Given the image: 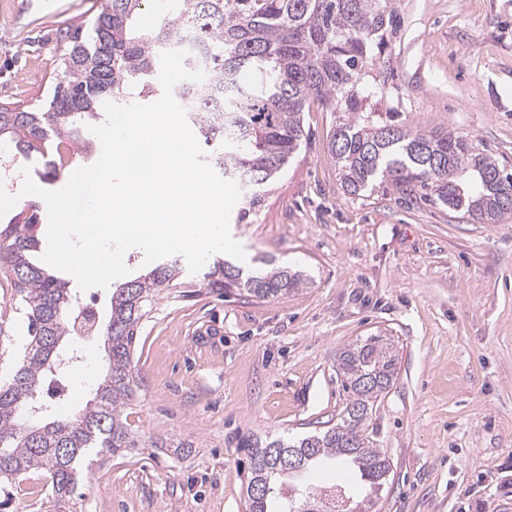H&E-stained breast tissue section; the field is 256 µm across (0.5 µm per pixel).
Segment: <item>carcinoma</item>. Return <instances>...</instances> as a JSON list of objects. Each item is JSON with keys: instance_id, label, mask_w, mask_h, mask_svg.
Instances as JSON below:
<instances>
[{"instance_id": "cac0c4a2", "label": "carcinoma", "mask_w": 512, "mask_h": 512, "mask_svg": "<svg viewBox=\"0 0 512 512\" xmlns=\"http://www.w3.org/2000/svg\"><path fill=\"white\" fill-rule=\"evenodd\" d=\"M146 0H102L85 37L82 26L65 32L60 71L42 107H0V137L7 134L24 160L52 158L46 179L66 175L70 147L104 104L127 105L163 94L160 56L183 50V66L204 74L184 80L173 97L186 112L204 160L235 182L248 208L288 167L305 140L303 112L312 102L339 113L328 143L341 189L365 196L382 185L411 199L422 191L474 221L496 224L512 215V177L466 135L423 132L377 112L375 48L397 24L391 0H178L175 12L153 19ZM38 207L0 224V280L20 296L28 343L9 380L0 385V484L31 470L48 478L57 503L68 500L80 480L79 463L91 448L118 452L135 447L122 409L135 393L131 348L146 305L179 278V261L158 264L148 274L112 292L110 317L94 328L104 351L105 374L95 397L65 419L33 424L28 396L39 394L58 367L62 342L70 336L75 305L67 283L35 260L40 249ZM245 271L216 260L203 286L219 293L270 301L296 294L309 281L298 270L259 258ZM398 351L381 334L344 348L337 370L348 393L342 421L297 440L281 437L243 441L250 463V512H334L330 496L347 503L349 489L318 490L306 474L344 462L366 489L378 494L391 472L388 456L373 446L364 424L374 402L397 376Z\"/></svg>"}]
</instances>
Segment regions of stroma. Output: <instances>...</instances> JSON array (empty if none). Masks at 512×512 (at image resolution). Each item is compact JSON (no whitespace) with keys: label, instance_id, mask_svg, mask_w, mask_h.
<instances>
[{"label":"stroma","instance_id":"stroma-1","mask_svg":"<svg viewBox=\"0 0 512 512\" xmlns=\"http://www.w3.org/2000/svg\"><path fill=\"white\" fill-rule=\"evenodd\" d=\"M95 0H0V104L45 102L60 31ZM400 18L374 71V100L427 132L473 138L512 174V0H394ZM338 115L311 107L298 153L261 206L230 220L245 254L305 271L275 301L173 286L147 305L132 354L138 387L123 420L136 447L93 451L65 510L36 470L0 512H249L245 438L302 437L339 422L340 349L376 332L399 351L393 386L366 422L391 463L372 512H512V216L479 224L389 189L344 194L328 142ZM0 376L28 339L0 284ZM65 351L42 402L62 419L103 374L96 338ZM192 443L189 456L151 447Z\"/></svg>","mask_w":512,"mask_h":512}]
</instances>
